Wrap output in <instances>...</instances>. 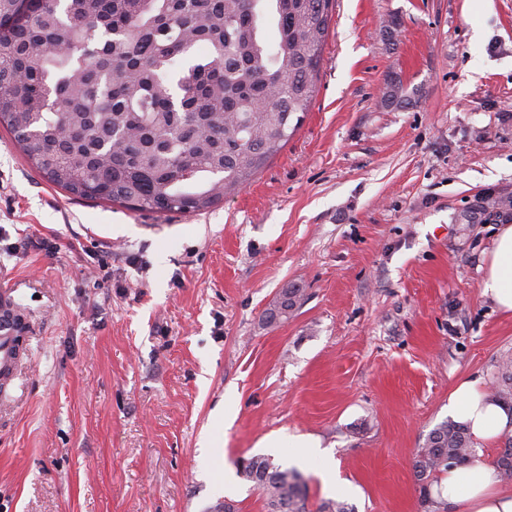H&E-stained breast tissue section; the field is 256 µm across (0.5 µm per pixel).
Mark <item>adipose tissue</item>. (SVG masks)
I'll list each match as a JSON object with an SVG mask.
<instances>
[{"mask_svg":"<svg viewBox=\"0 0 512 512\" xmlns=\"http://www.w3.org/2000/svg\"><path fill=\"white\" fill-rule=\"evenodd\" d=\"M482 293L504 314H512V225L499 227L488 255ZM448 412L467 424L474 439L490 444L512 431V410L489 401L478 381H460L448 395ZM442 496L464 512H512V487L504 485L496 469L475 463L454 466L440 478Z\"/></svg>","mask_w":512,"mask_h":512,"instance_id":"obj_1","label":"adipose tissue"}]
</instances>
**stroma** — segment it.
Wrapping results in <instances>:
<instances>
[{"instance_id": "35a3bbf8", "label": "stroma", "mask_w": 512, "mask_h": 512, "mask_svg": "<svg viewBox=\"0 0 512 512\" xmlns=\"http://www.w3.org/2000/svg\"><path fill=\"white\" fill-rule=\"evenodd\" d=\"M316 85L199 215L71 196L0 128V290L28 323L0 512H265L257 455L302 475L309 512H423L413 461L449 393L512 356L481 290L499 224L464 219L512 192V0H336ZM302 294V288H284L279 295L278 300L272 307L264 313V320L268 324L275 323L283 317L288 316V312L294 310Z\"/></svg>"}]
</instances>
